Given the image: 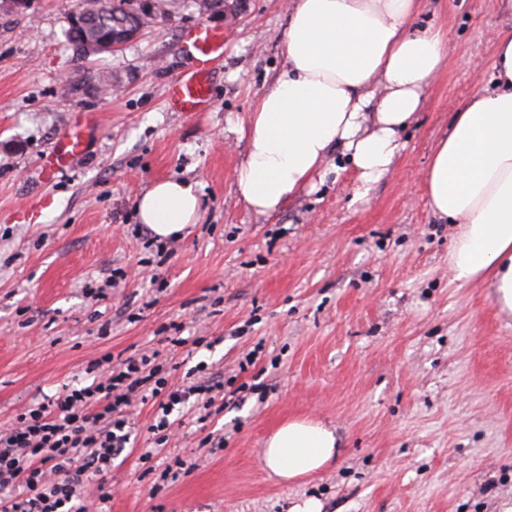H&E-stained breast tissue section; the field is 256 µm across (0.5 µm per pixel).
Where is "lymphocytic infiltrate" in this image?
<instances>
[{"mask_svg": "<svg viewBox=\"0 0 512 512\" xmlns=\"http://www.w3.org/2000/svg\"><path fill=\"white\" fill-rule=\"evenodd\" d=\"M86 371L94 376L91 384L28 406L11 428L0 430V512H89L83 489L90 478L99 480V502L112 497L105 476L131 438L124 408L152 401V430L162 446L176 408L195 401L211 409L224 391L223 380L213 376L172 384L147 354L116 363L106 353Z\"/></svg>", "mask_w": 512, "mask_h": 512, "instance_id": "1", "label": "lymphocytic infiltrate"}]
</instances>
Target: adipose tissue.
<instances>
[{
  "label": "adipose tissue",
  "instance_id": "1",
  "mask_svg": "<svg viewBox=\"0 0 512 512\" xmlns=\"http://www.w3.org/2000/svg\"><path fill=\"white\" fill-rule=\"evenodd\" d=\"M422 0H291L285 61L274 86L255 101L239 131L247 140L236 186L260 215L323 175L340 154L370 190L402 149L400 132L422 105L448 50L441 28L416 27ZM493 91L475 93L456 112L426 174L435 215L458 231L448 253L457 281H489L499 310L512 313V25L496 36ZM189 181L153 183L138 220L158 238L178 236L199 218ZM332 429L306 419L268 438L266 466L292 482L336 457Z\"/></svg>",
  "mask_w": 512,
  "mask_h": 512
}]
</instances>
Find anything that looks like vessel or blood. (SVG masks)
<instances>
[{"label":"vessel or blood","instance_id":"vessel-or-blood-1","mask_svg":"<svg viewBox=\"0 0 512 512\" xmlns=\"http://www.w3.org/2000/svg\"><path fill=\"white\" fill-rule=\"evenodd\" d=\"M183 47L191 66L169 83L168 102L177 112L207 111L215 64L224 56V34L219 29L199 24L185 32ZM94 130L92 117L79 115L71 128L51 147L45 159L47 177H55L70 168L73 161L83 157L87 149L86 137Z\"/></svg>","mask_w":512,"mask_h":512}]
</instances>
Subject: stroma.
Returning <instances> with one entry per match:
<instances>
[{
    "mask_svg": "<svg viewBox=\"0 0 512 512\" xmlns=\"http://www.w3.org/2000/svg\"><path fill=\"white\" fill-rule=\"evenodd\" d=\"M419 25L448 32V55L402 131L394 166L365 196L332 155L315 189L274 215L236 189L246 148L235 127L275 83L288 0H243L233 25L190 8L117 52L77 56L65 31L71 0H0V429L30 404L92 381L104 353L157 352L178 381L197 364L224 377V409L195 405L170 429L168 453L193 462L161 480L143 464L155 408L127 410L132 449L115 462L103 512H500L512 502V316L488 283L460 284L448 265L456 227L435 216L425 178L461 104L490 86L496 0H424ZM223 29L209 111L169 109L167 83L190 62L182 33ZM107 72L118 94L89 92ZM98 130L85 158L42 176L49 146L76 113ZM185 179L197 223L165 240L143 232L139 196ZM51 205L33 220L19 210ZM124 278L110 285L113 269ZM179 325L184 342L167 341ZM254 365H244L248 352ZM333 428L338 455L298 483L280 482L262 452L291 419ZM223 436L211 449L207 435Z\"/></svg>",
    "mask_w": 512,
    "mask_h": 512,
    "instance_id": "35a3bbf8",
    "label": "stroma"
}]
</instances>
